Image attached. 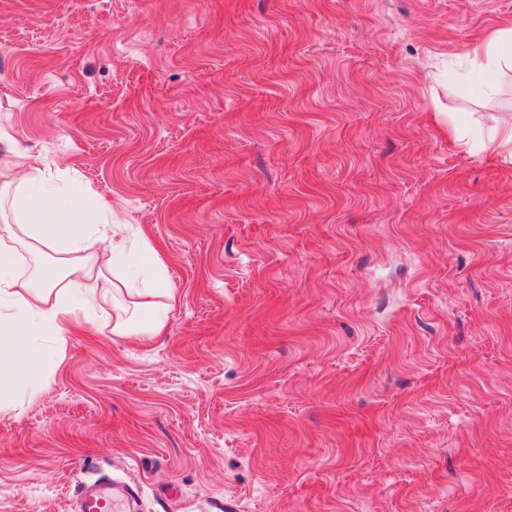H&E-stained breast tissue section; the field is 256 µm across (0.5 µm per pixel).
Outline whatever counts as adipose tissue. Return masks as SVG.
<instances>
[{
    "label": "adipose tissue",
    "instance_id": "adipose-tissue-1",
    "mask_svg": "<svg viewBox=\"0 0 512 512\" xmlns=\"http://www.w3.org/2000/svg\"><path fill=\"white\" fill-rule=\"evenodd\" d=\"M465 76L491 94L495 63L512 59V28L468 51ZM25 171L0 183V408L39 393V379L63 361L76 312L116 310L112 330L151 339L166 324L174 293L145 232L112 224L93 191L65 170L27 158Z\"/></svg>",
    "mask_w": 512,
    "mask_h": 512
}]
</instances>
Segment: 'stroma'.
<instances>
[{
    "label": "stroma",
    "instance_id": "1",
    "mask_svg": "<svg viewBox=\"0 0 512 512\" xmlns=\"http://www.w3.org/2000/svg\"><path fill=\"white\" fill-rule=\"evenodd\" d=\"M512 0H0V123L144 229L161 336L76 314L0 512H512ZM459 129L451 131L449 118ZM470 70L465 80L477 93L491 94L493 84L486 76L502 58L512 62V28L493 32L486 40L471 46L468 51Z\"/></svg>",
    "mask_w": 512,
    "mask_h": 512
}]
</instances>
